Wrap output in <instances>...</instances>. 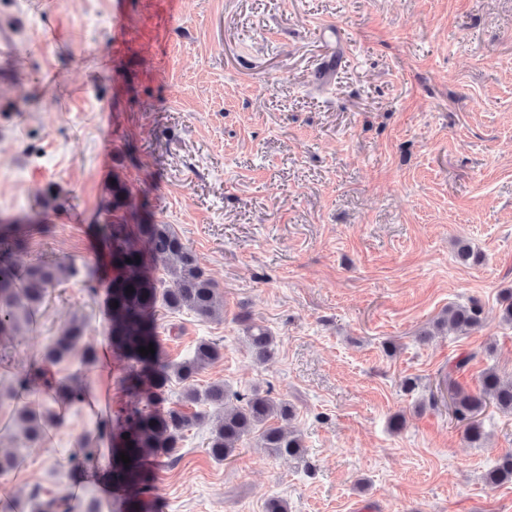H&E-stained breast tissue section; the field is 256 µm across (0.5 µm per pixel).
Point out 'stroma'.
I'll return each instance as SVG.
<instances>
[{
    "label": "stroma",
    "instance_id": "1",
    "mask_svg": "<svg viewBox=\"0 0 512 512\" xmlns=\"http://www.w3.org/2000/svg\"><path fill=\"white\" fill-rule=\"evenodd\" d=\"M0 0L17 50L0 82V219L22 226L23 264L95 267L52 291L34 331L0 341V387L40 361L72 318L110 341L104 220L113 176L146 222L172 225L224 291V318L163 313L166 356L204 340L224 355L198 387L288 401L305 461L245 442L217 463L209 424L156 464L150 512H512V484L484 481L512 450V414L488 404L469 444L448 414V359L512 376V0H181L157 33L153 0ZM342 43L322 82L321 28ZM467 243L482 260L457 256ZM478 301L467 335L420 338L448 306ZM277 339L256 362L242 318ZM397 346L394 357L384 342ZM93 394L47 441L19 445L0 512H30L33 486L99 497L70 478L74 449L127 403L122 364L54 367ZM417 382L413 392L404 379ZM404 413L405 427L389 419Z\"/></svg>",
    "mask_w": 512,
    "mask_h": 512
}]
</instances>
